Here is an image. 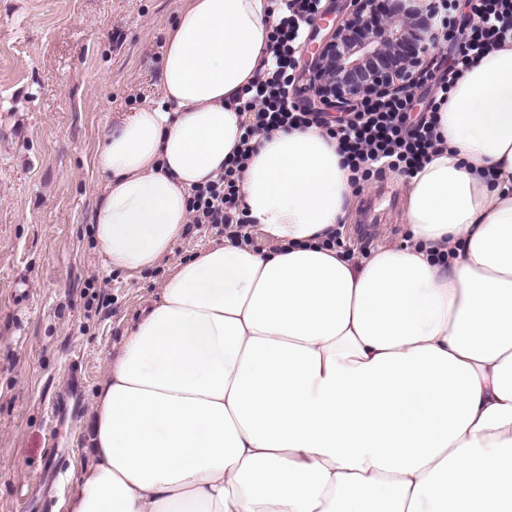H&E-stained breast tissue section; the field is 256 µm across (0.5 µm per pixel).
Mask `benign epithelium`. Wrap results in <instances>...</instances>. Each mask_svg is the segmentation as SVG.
<instances>
[{"label":"benign epithelium","instance_id":"benign-epithelium-1","mask_svg":"<svg viewBox=\"0 0 512 512\" xmlns=\"http://www.w3.org/2000/svg\"><path fill=\"white\" fill-rule=\"evenodd\" d=\"M346 0L322 42L305 51L318 103L335 109L369 95L408 89L426 67L435 35L427 0Z\"/></svg>","mask_w":512,"mask_h":512}]
</instances>
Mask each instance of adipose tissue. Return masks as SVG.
<instances>
[{"label": "adipose tissue", "instance_id": "obj_1", "mask_svg": "<svg viewBox=\"0 0 512 512\" xmlns=\"http://www.w3.org/2000/svg\"><path fill=\"white\" fill-rule=\"evenodd\" d=\"M276 19L183 0L161 104L96 155L109 267L171 253L244 134ZM441 130L402 186L410 242L360 264L320 246L354 195L335 141L256 138L242 200L277 249L227 240L175 268L95 391L68 512H512V45L458 82Z\"/></svg>", "mask_w": 512, "mask_h": 512}]
</instances>
